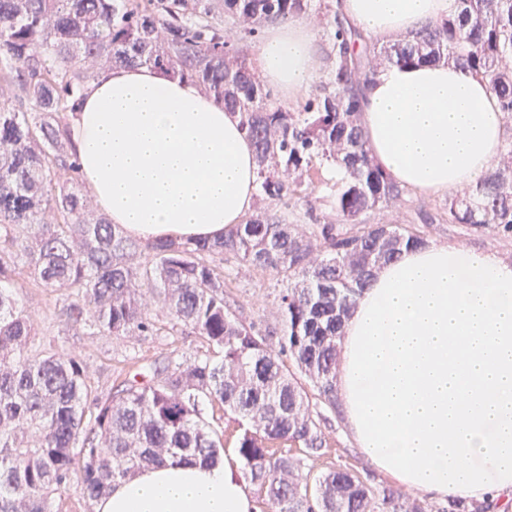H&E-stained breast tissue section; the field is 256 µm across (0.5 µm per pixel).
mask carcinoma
I'll list each match as a JSON object with an SVG mask.
<instances>
[{
  "instance_id": "carcinoma-1",
  "label": "carcinoma",
  "mask_w": 512,
  "mask_h": 512,
  "mask_svg": "<svg viewBox=\"0 0 512 512\" xmlns=\"http://www.w3.org/2000/svg\"><path fill=\"white\" fill-rule=\"evenodd\" d=\"M299 18L322 27L328 71L285 109L239 43ZM0 50L4 80L32 104L0 108V512H59L56 498L77 474L93 502L170 459L219 460L224 443L207 404L234 422L243 472L272 512H487L373 489L342 466L311 486L300 461L272 448L325 454L326 417L315 407L339 414L344 323L375 270L425 240L409 224H359L406 192L369 155L359 117L367 84L391 65L453 63L486 81L512 118V0H458L455 15L385 42L346 21L340 0H0ZM98 66H151L197 82L238 113L259 196L305 206L310 223L299 229L264 210L221 239L144 243L93 215L78 180L57 172L78 171L68 112ZM327 163L342 170L334 222L301 190ZM421 220L512 236V142L479 183ZM226 255L278 275L277 323L238 319L224 298ZM22 269L56 295L70 330L120 340L165 320L192 329L207 351L147 364L150 383L98 390L80 358L36 338L15 292Z\"/></svg>"
}]
</instances>
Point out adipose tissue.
<instances>
[{
	"label": "adipose tissue",
	"mask_w": 512,
	"mask_h": 512,
	"mask_svg": "<svg viewBox=\"0 0 512 512\" xmlns=\"http://www.w3.org/2000/svg\"><path fill=\"white\" fill-rule=\"evenodd\" d=\"M358 29L415 34L457 0H342ZM316 29L266 27L252 56L294 98L314 78ZM374 161L424 194L476 183L502 152L506 118L488 84L454 64L390 66L361 104ZM87 194L137 239L214 240L254 205L257 163L237 113L190 80L148 67L97 70L68 118ZM336 392L368 461L438 500L512 501V258L427 241L381 267L341 338ZM233 459L151 467L95 512H252Z\"/></svg>",
	"instance_id": "ef3b65f1"
}]
</instances>
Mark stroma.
I'll return each mask as SVG.
<instances>
[{"mask_svg":"<svg viewBox=\"0 0 512 512\" xmlns=\"http://www.w3.org/2000/svg\"><path fill=\"white\" fill-rule=\"evenodd\" d=\"M448 202L447 195H423L408 192L401 206L362 215L367 224H414L419 211L436 212ZM429 238L449 239L458 243L491 248L502 254L512 255V238L500 236L496 231L472 233L466 225L435 223L426 230ZM226 273L224 297L236 316L246 323L266 325L274 323L277 317L279 287L273 272L244 267L229 261L224 265ZM19 294L26 303L36 330L46 338L57 340L69 352L84 360L88 379L95 388L120 385L135 372L134 362H150L156 358L171 356H192L204 353L206 343L189 328L177 327L153 336H136L125 342H117L105 336H94L86 330L61 335L63 324L60 307L53 295L30 285L27 276H20ZM329 446L325 454L316 460H303L302 473L319 475L330 468L343 466L358 473L370 486L379 488L392 486V479L376 471L350 437L344 432L336 415H329L325 425Z\"/></svg>","mask_w":512,"mask_h":512,"instance_id":"stroma-1","label":"stroma"}]
</instances>
